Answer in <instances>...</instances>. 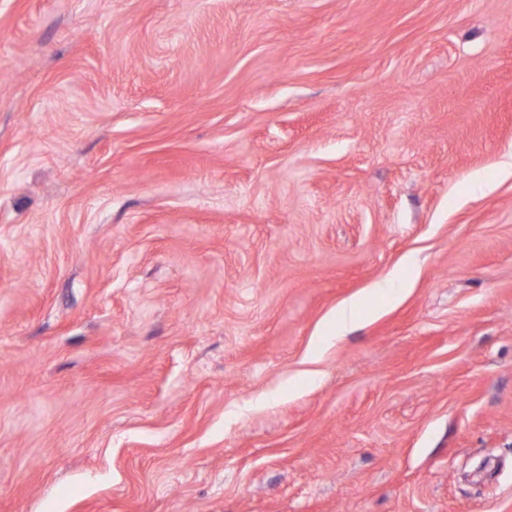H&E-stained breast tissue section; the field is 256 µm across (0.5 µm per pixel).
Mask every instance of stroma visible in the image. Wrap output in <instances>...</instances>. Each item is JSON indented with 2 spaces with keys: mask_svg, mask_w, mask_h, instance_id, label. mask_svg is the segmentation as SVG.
<instances>
[{
  "mask_svg": "<svg viewBox=\"0 0 512 512\" xmlns=\"http://www.w3.org/2000/svg\"><path fill=\"white\" fill-rule=\"evenodd\" d=\"M0 512H512V0H0Z\"/></svg>",
  "mask_w": 512,
  "mask_h": 512,
  "instance_id": "35a3bbf8",
  "label": "stroma"
}]
</instances>
